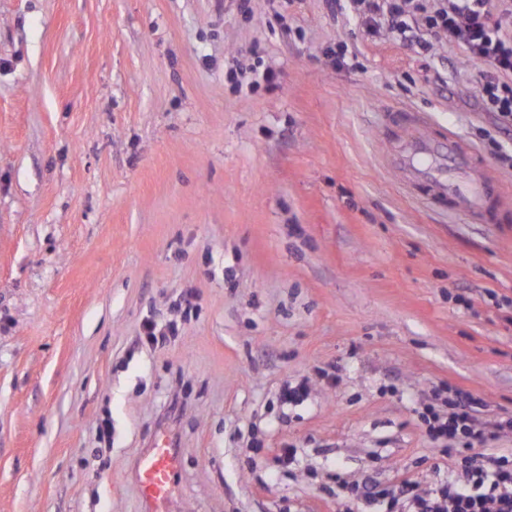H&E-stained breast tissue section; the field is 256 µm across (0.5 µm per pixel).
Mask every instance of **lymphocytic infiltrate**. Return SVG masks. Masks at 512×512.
Wrapping results in <instances>:
<instances>
[{"label": "lymphocytic infiltrate", "instance_id": "1", "mask_svg": "<svg viewBox=\"0 0 512 512\" xmlns=\"http://www.w3.org/2000/svg\"><path fill=\"white\" fill-rule=\"evenodd\" d=\"M350 12L371 35L387 33L416 54L435 53L434 40L448 39L464 51V61L477 67V96L483 111L494 113L499 128L512 127V0H345ZM481 399L454 390L448 412L432 413L428 433L433 442L465 439L484 442L478 416ZM466 479L442 486L424 498L405 481L395 491H373L371 503L393 512H512V454L474 453L463 459Z\"/></svg>", "mask_w": 512, "mask_h": 512}]
</instances>
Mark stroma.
Returning <instances> with one entry per match:
<instances>
[{"label": "stroma", "mask_w": 512, "mask_h": 512, "mask_svg": "<svg viewBox=\"0 0 512 512\" xmlns=\"http://www.w3.org/2000/svg\"><path fill=\"white\" fill-rule=\"evenodd\" d=\"M478 79L329 0H0V512H139L164 422L169 512L431 497L464 479L423 417L456 388L512 448V223L383 162L397 107L512 149ZM179 444L168 433L161 448H148L133 463L131 477L139 486L143 512H166L164 506L179 466Z\"/></svg>", "instance_id": "stroma-1"}]
</instances>
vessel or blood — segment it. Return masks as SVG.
<instances>
[{"mask_svg": "<svg viewBox=\"0 0 512 512\" xmlns=\"http://www.w3.org/2000/svg\"><path fill=\"white\" fill-rule=\"evenodd\" d=\"M390 120L397 133L388 163L411 193L468 222H512V188L492 175L473 147L411 109H394ZM178 447L171 434L163 447L147 449L135 460L131 477L140 489L143 512H165L179 466Z\"/></svg>", "mask_w": 512, "mask_h": 512, "instance_id": "1", "label": "vessel or blood"}]
</instances>
